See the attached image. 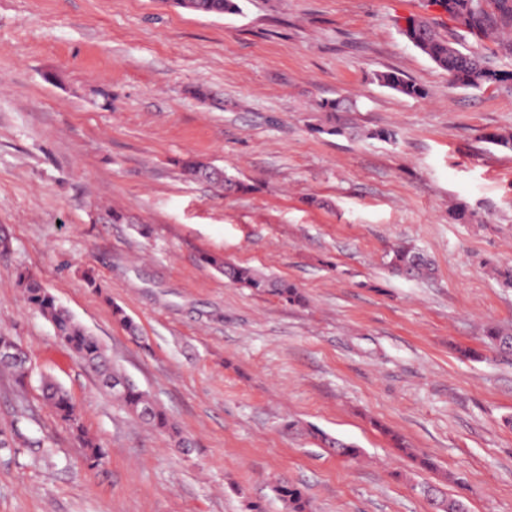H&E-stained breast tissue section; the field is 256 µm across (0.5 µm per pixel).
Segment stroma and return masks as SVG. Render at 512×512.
<instances>
[{
  "label": "stroma",
  "mask_w": 512,
  "mask_h": 512,
  "mask_svg": "<svg viewBox=\"0 0 512 512\" xmlns=\"http://www.w3.org/2000/svg\"><path fill=\"white\" fill-rule=\"evenodd\" d=\"M241 6L219 17L168 0H0V331L30 355L29 429L52 450L0 451V512H285L280 483L312 512H431L421 484L469 512H512V357L484 342L489 326L512 330V285L496 274L512 269V150L487 140L512 134V82L450 86L401 33L413 14L454 33L426 0ZM385 72L427 97L383 86ZM333 100L347 104L334 117ZM387 128L397 142L376 138ZM186 158L249 192L185 181ZM112 208L130 223H112ZM404 241L433 259V280L389 271ZM206 252L288 279L305 300L232 284ZM21 273L190 451L81 368L27 306ZM113 302L146 343L113 321ZM44 376L73 396L102 466L42 401ZM310 425L359 456L318 447Z\"/></svg>",
  "instance_id": "obj_1"
}]
</instances>
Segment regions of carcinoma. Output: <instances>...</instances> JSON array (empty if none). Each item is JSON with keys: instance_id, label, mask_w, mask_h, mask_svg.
<instances>
[{"instance_id": "cac0c4a2", "label": "carcinoma", "mask_w": 512, "mask_h": 512, "mask_svg": "<svg viewBox=\"0 0 512 512\" xmlns=\"http://www.w3.org/2000/svg\"><path fill=\"white\" fill-rule=\"evenodd\" d=\"M239 2L240 0H171L176 8L216 16L238 13ZM431 3L443 4L444 11L455 22L456 28L478 42L512 30V0H431ZM402 32L416 48L448 72V79L454 86L480 90L512 78L511 72L492 68L481 52L460 46L457 38L441 34L421 15L408 18ZM379 80L404 95L417 98L427 96L424 88L395 73L382 74ZM179 166L182 176L188 181L216 184L226 193H240L246 189L243 183L226 174L224 170L204 162L187 159L179 162ZM202 262L241 287L258 292H273L293 304L304 300L299 289L287 280L269 277L248 264L231 263L211 253L203 255ZM388 265L394 274L405 279H430L434 273L433 263L428 255L422 249L406 243L392 250ZM18 285L26 303L52 325L58 340L75 353L84 368L97 376L103 388H108V381L112 378L122 376V372L112 364L101 342L50 291L24 274L19 276ZM105 301L111 308L113 321L124 326L130 335L139 337V327L125 309L108 296ZM486 338L490 347L497 352L512 354L511 330L490 326L487 328ZM18 347L20 344L13 336L0 332V372L8 371L12 374L16 397L23 401L27 392L28 363L14 357L4 359V355L13 353ZM41 395L56 415L69 426L79 446L85 449L87 460L94 465L102 464L105 452L86 435L80 414L69 392L63 386L45 380L41 385ZM112 396L136 419L149 424L162 434L178 439L180 446H188V441L180 437V430L167 413L133 382H128L120 391L112 392ZM25 422L26 416L22 413L10 426L0 428V450L19 456L29 448L43 446L41 440H33L24 433ZM307 433L317 445L334 449L341 458H355L360 453L355 445L334 438L319 428L310 427ZM274 491L286 504L287 512H309L308 501L295 486L280 484Z\"/></svg>"}]
</instances>
